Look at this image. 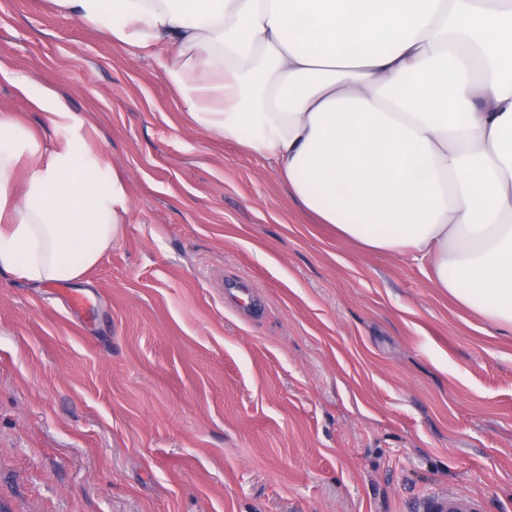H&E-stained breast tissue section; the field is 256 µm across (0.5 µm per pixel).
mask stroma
Instances as JSON below:
<instances>
[{"label":"stroma","instance_id":"stroma-1","mask_svg":"<svg viewBox=\"0 0 512 512\" xmlns=\"http://www.w3.org/2000/svg\"><path fill=\"white\" fill-rule=\"evenodd\" d=\"M0 62L30 81L0 79V108L36 129L28 96L54 92L132 205L80 279L0 276L12 512H416L437 490L512 512V336L315 223L52 0H0Z\"/></svg>","mask_w":512,"mask_h":512}]
</instances>
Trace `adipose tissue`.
Returning <instances> with one entry per match:
<instances>
[{"instance_id":"1","label":"adipose tissue","mask_w":512,"mask_h":512,"mask_svg":"<svg viewBox=\"0 0 512 512\" xmlns=\"http://www.w3.org/2000/svg\"><path fill=\"white\" fill-rule=\"evenodd\" d=\"M153 55L204 132L367 252L512 335V0H54ZM131 214L96 132L43 150L0 109V274L74 281Z\"/></svg>"}]
</instances>
